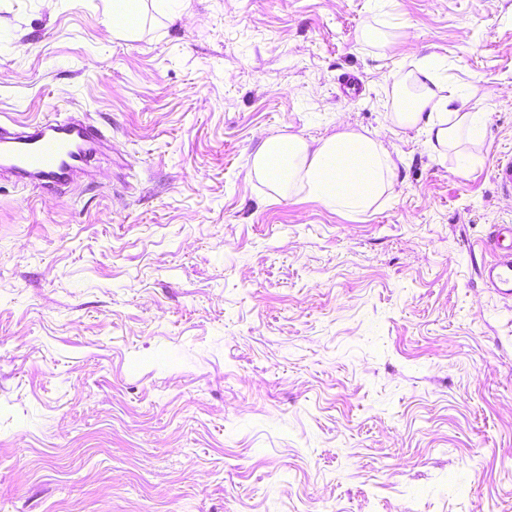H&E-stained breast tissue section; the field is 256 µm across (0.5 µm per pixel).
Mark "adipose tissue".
<instances>
[{
  "label": "adipose tissue",
  "instance_id": "obj_1",
  "mask_svg": "<svg viewBox=\"0 0 512 512\" xmlns=\"http://www.w3.org/2000/svg\"><path fill=\"white\" fill-rule=\"evenodd\" d=\"M411 101H396L393 120L402 128L419 129L432 153L478 139L485 115L469 99L436 89L437 60L419 59L412 75ZM398 165L378 134L342 130L322 139L296 134L264 138L253 154L252 175L277 195L307 196L349 214L367 212L381 197L395 191Z\"/></svg>",
  "mask_w": 512,
  "mask_h": 512
}]
</instances>
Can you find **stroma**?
<instances>
[{"label": "stroma", "mask_w": 512, "mask_h": 512, "mask_svg": "<svg viewBox=\"0 0 512 512\" xmlns=\"http://www.w3.org/2000/svg\"><path fill=\"white\" fill-rule=\"evenodd\" d=\"M108 12L0 0V125L109 137L58 190L0 173V512H512V0ZM425 55L489 114L438 159L391 119ZM343 128L399 159L366 213L251 176ZM142 0H113L112 26L119 35L134 33L132 19L142 11ZM492 180L505 193L512 192V155H504L496 161L492 169ZM488 244L493 260L485 266V279L503 298H512V225L495 224Z\"/></svg>", "instance_id": "1"}]
</instances>
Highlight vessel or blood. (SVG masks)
I'll return each mask as SVG.
<instances>
[{"instance_id":"b4317fda","label":"vessel or blood","mask_w":512,"mask_h":512,"mask_svg":"<svg viewBox=\"0 0 512 512\" xmlns=\"http://www.w3.org/2000/svg\"><path fill=\"white\" fill-rule=\"evenodd\" d=\"M104 139L100 129L78 118L0 126V171L44 186L64 185L84 171ZM492 179L503 192H512L511 154L496 161ZM488 244L493 259L485 267L486 282L498 295L512 298V225H496Z\"/></svg>"}]
</instances>
